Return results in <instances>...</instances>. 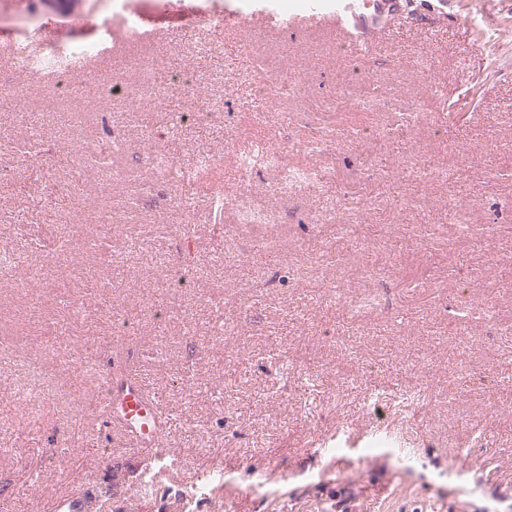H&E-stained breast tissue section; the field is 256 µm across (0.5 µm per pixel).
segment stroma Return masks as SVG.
I'll return each mask as SVG.
<instances>
[{
  "label": "stroma",
  "instance_id": "1",
  "mask_svg": "<svg viewBox=\"0 0 512 512\" xmlns=\"http://www.w3.org/2000/svg\"><path fill=\"white\" fill-rule=\"evenodd\" d=\"M171 2L131 0L153 36L126 41L104 0H0L36 10L42 43L119 36L80 61L65 101L0 54L26 88L0 97V256L24 260L0 280L15 347L0 355V512H40L90 474L108 491L93 512H512V335L495 330L512 321V152L491 150L512 141V0H414L354 60L328 26L161 21ZM260 66L288 92L259 115L245 102ZM115 82L129 98L100 96ZM341 95L350 106L328 109ZM204 102L223 120L183 121ZM415 112L430 124L398 127ZM104 115L127 141L108 171L74 152ZM349 127L381 136L320 145ZM272 133L319 180L234 167ZM217 185L222 214L179 206ZM459 205L494 236L460 235ZM167 264L190 286L170 287ZM462 283L489 317L449 318ZM107 375L139 379L171 423L178 473L152 495H137L145 449L98 418Z\"/></svg>",
  "mask_w": 512,
  "mask_h": 512
}]
</instances>
